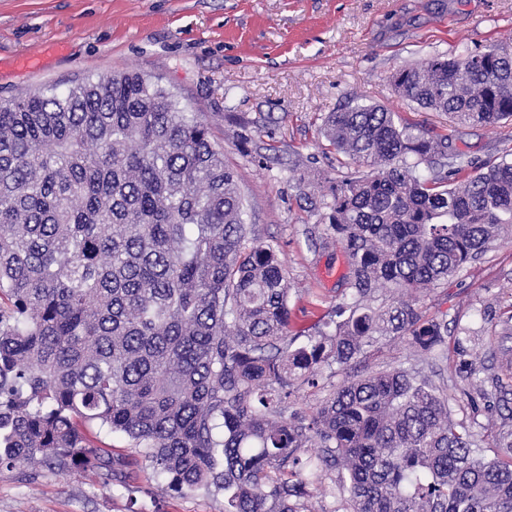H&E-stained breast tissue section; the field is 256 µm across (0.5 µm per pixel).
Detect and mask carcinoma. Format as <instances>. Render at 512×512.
I'll use <instances>...</instances> for the list:
<instances>
[{"instance_id":"obj_1","label":"carcinoma","mask_w":512,"mask_h":512,"mask_svg":"<svg viewBox=\"0 0 512 512\" xmlns=\"http://www.w3.org/2000/svg\"><path fill=\"white\" fill-rule=\"evenodd\" d=\"M456 125L512 122V52L492 43L392 75ZM358 166L321 186V223L348 255L342 301L288 335L280 251L249 238L208 123L141 73L0 102V470L93 471L130 487L142 465L224 512H310L311 479L343 475V512H512V442L486 461L448 397L415 368L349 378L288 414L301 387L375 336L447 351L417 301L512 228V159L477 166L446 134L379 105L322 118ZM120 433L119 459L101 434ZM317 452L310 453V448Z\"/></svg>"}]
</instances>
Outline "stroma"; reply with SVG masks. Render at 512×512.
Here are the masks:
<instances>
[{
  "label": "stroma",
  "mask_w": 512,
  "mask_h": 512,
  "mask_svg": "<svg viewBox=\"0 0 512 512\" xmlns=\"http://www.w3.org/2000/svg\"><path fill=\"white\" fill-rule=\"evenodd\" d=\"M512 46V0H0V100L123 72L159 78L210 125L246 202L258 242L279 248L290 295L289 331L313 333L343 294L348 269L324 246L320 211L295 183L342 179L347 170L320 132L321 118L349 100L383 106L403 123L448 134L476 161L512 150V125L448 123L398 95L401 66L494 42ZM266 132L241 144L246 122ZM512 234L483 259L421 294L429 317L448 321L480 363L481 389L466 397L460 358L418 355L405 339L375 337L358 372L419 366L446 387L453 419L475 432L486 458L501 452L512 413L498 381L512 380ZM0 512H224L223 495L178 494L151 470L133 487L107 488L89 471H0Z\"/></svg>",
  "instance_id": "1"
}]
</instances>
